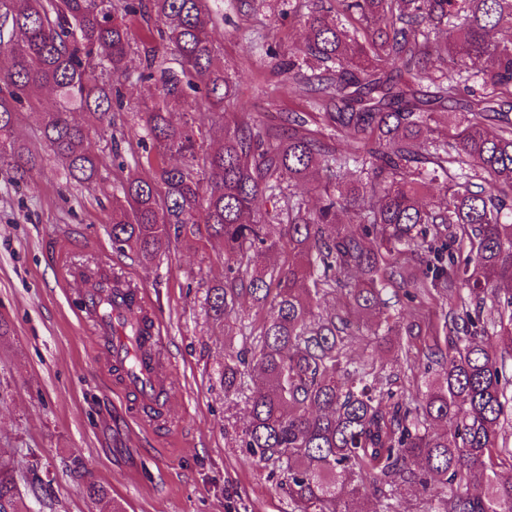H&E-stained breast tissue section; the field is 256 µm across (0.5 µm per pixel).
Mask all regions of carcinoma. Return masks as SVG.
I'll return each mask as SVG.
<instances>
[{
    "instance_id": "obj_1",
    "label": "carcinoma",
    "mask_w": 512,
    "mask_h": 512,
    "mask_svg": "<svg viewBox=\"0 0 512 512\" xmlns=\"http://www.w3.org/2000/svg\"><path fill=\"white\" fill-rule=\"evenodd\" d=\"M133 20L149 40L138 77L159 98L136 113L155 154L112 200V243L143 264L170 248L173 232L203 225L224 244L209 311L225 319L247 302L261 315L250 347L224 351V392L250 391L239 447L277 465L291 512H359L350 503L369 487L394 512L402 486L415 491L417 512H512V476L497 471L512 457L499 444L512 379L489 332L512 336V295L497 294L512 283V40H493L512 27V0H312L296 53L320 73L279 62L312 111L277 125L242 118L202 154L193 126L174 125L170 111L205 102L222 120L233 95L206 0H0V167L13 180L30 181L41 161L14 136L19 106L48 88L43 148L71 180L96 182L89 130L71 113L125 110L112 80L130 71ZM161 51L174 65L157 62ZM441 110L458 113L456 132L434 137ZM317 123L346 147L330 146ZM322 172L338 189H324L318 209L285 192ZM433 185L442 197L427 202ZM267 195L285 208L248 218ZM453 224L476 246L464 263ZM267 253L288 255L275 274L257 267ZM388 284L420 305L434 289H467L462 313L428 332L424 356L437 369L422 393L382 391L374 361H343L353 312L377 318L384 340L421 335L385 311ZM338 289L353 311L315 313ZM489 295L496 312L486 315ZM438 423L450 429L430 431ZM473 478L483 495L468 492ZM24 481L0 461V512H19ZM87 493L102 512H120L104 484L89 482Z\"/></svg>"
}]
</instances>
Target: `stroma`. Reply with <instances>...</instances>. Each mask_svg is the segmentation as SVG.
Returning <instances> with one entry per match:
<instances>
[{"label":"stroma","mask_w":512,"mask_h":512,"mask_svg":"<svg viewBox=\"0 0 512 512\" xmlns=\"http://www.w3.org/2000/svg\"><path fill=\"white\" fill-rule=\"evenodd\" d=\"M218 19L215 48L235 77L238 97L223 116L206 106L173 110L176 123L203 132V147L224 137L222 122L240 114L266 124L281 113L307 110L303 93L274 68L267 48L287 54L305 31L307 0H208ZM127 111L98 120L75 118L91 131L99 175L92 188L66 178L44 158L30 185L15 184L0 170V457L34 461L27 479L36 491L24 496V512H100L72 471L80 460L94 480L108 485L125 512H288V496L235 440L246 423L244 394H225L224 340L235 348L254 315L249 307L228 322L205 310L209 288L224 280V252L207 231L173 238L169 251L150 265L112 246V197L147 154L135 111L152 106L150 83L123 81ZM122 271L147 291L164 319L163 348L172 377L160 417H142L132 398H120L94 358V332L74 308L81 286L66 281L70 266ZM392 315L421 327L443 323L458 304L440 298L417 311L401 289L383 294ZM373 324L351 339L347 358L376 357L384 378L415 389L422 346L379 343Z\"/></svg>","instance_id":"35a3bbf8"}]
</instances>
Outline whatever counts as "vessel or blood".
Returning <instances> with one entry per match:
<instances>
[{
  "label": "vessel or blood",
  "mask_w": 512,
  "mask_h": 512,
  "mask_svg": "<svg viewBox=\"0 0 512 512\" xmlns=\"http://www.w3.org/2000/svg\"><path fill=\"white\" fill-rule=\"evenodd\" d=\"M81 313L91 319L107 358L119 372V384L138 405L157 412L164 405L166 374L159 336V315L140 288L115 290L90 284Z\"/></svg>",
  "instance_id": "vessel-or-blood-1"
}]
</instances>
